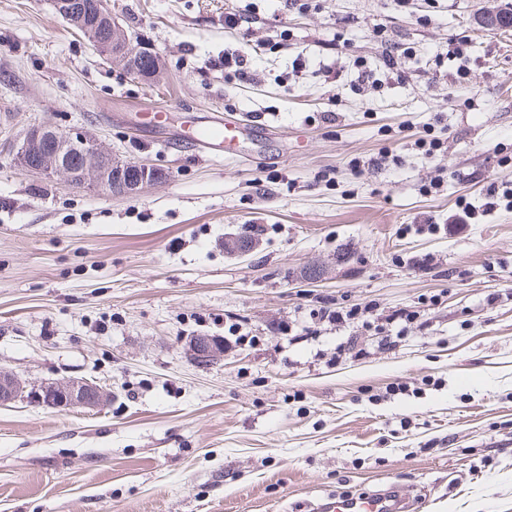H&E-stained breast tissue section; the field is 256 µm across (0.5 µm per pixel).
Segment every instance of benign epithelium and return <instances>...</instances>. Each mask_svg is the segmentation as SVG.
I'll return each instance as SVG.
<instances>
[{
	"label": "benign epithelium",
	"instance_id": "1",
	"mask_svg": "<svg viewBox=\"0 0 512 512\" xmlns=\"http://www.w3.org/2000/svg\"><path fill=\"white\" fill-rule=\"evenodd\" d=\"M53 6L101 56L121 60L133 77L145 81L162 77L158 55L138 42L107 10H92L85 0H53ZM16 156L29 172L72 187H97L118 197H133L162 179L161 172L153 166L125 161L83 131L62 132L48 123L27 131ZM224 248L246 256L254 245L248 237L238 234L224 241ZM186 350L190 360L202 367L224 360V340L218 336H192ZM24 396L46 408L93 410L105 404L111 392L77 378L46 382L30 390L17 375L0 370V406Z\"/></svg>",
	"mask_w": 512,
	"mask_h": 512
}]
</instances>
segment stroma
<instances>
[{"mask_svg": "<svg viewBox=\"0 0 512 512\" xmlns=\"http://www.w3.org/2000/svg\"><path fill=\"white\" fill-rule=\"evenodd\" d=\"M502 5L107 0L166 65L137 81L51 0H0V370L112 392L0 406V512H315L390 486L412 512H512V209L479 214L512 186V28L483 23ZM460 37L465 79L433 61ZM362 64L376 86L355 87ZM217 116L235 156L193 139ZM44 122L164 178L126 198L28 172ZM241 229L246 258L224 249ZM312 265L324 280L301 285ZM354 305L416 318L318 315ZM193 334L223 362L194 364ZM485 212H495L499 206L504 205L505 209L512 208V187L491 183L486 190ZM186 350L190 360L198 366L207 367L224 360V340L218 336H190Z\"/></svg>", "mask_w": 512, "mask_h": 512, "instance_id": "stroma-1", "label": "stroma"}]
</instances>
